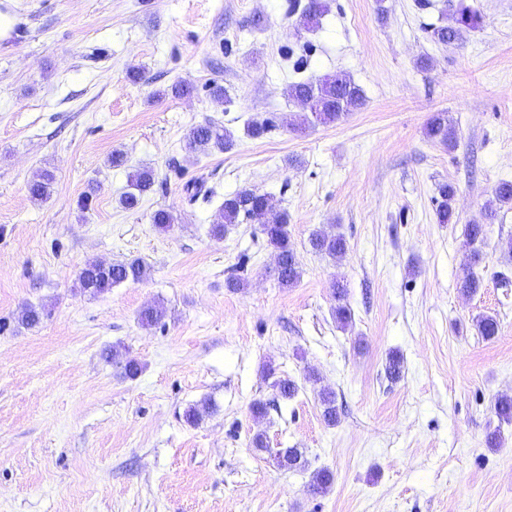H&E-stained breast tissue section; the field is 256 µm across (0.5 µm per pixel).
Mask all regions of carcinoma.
<instances>
[{"label": "carcinoma", "mask_w": 512, "mask_h": 512, "mask_svg": "<svg viewBox=\"0 0 512 512\" xmlns=\"http://www.w3.org/2000/svg\"><path fill=\"white\" fill-rule=\"evenodd\" d=\"M328 10L326 0H307L302 5L300 0H289L288 16L294 15L304 19V29L313 30L319 26L320 19ZM484 23L480 12L469 7L459 9L448 24L433 25L429 28L432 42L451 44L463 39L470 30L480 28ZM288 97L300 104L314 98L319 107L312 116L320 123H330L341 119L346 113L364 104L361 88L350 76L342 73L334 81L320 79H301L288 85ZM426 135L431 140L439 141L450 147L455 146L456 134L448 123L444 113L435 115L429 122ZM186 149L191 153L232 149L235 137L232 132L209 122L205 125L194 126L185 136ZM55 175L49 170H43L28 184V193L35 201L48 199L53 191ZM155 180L148 169H137L129 175L127 190L119 197L118 204L124 210L137 209L144 197L154 190ZM441 201L436 207V219L439 224H450L453 221V201L455 188L449 183L439 186ZM503 207L512 208V181L500 182L494 190V198L484 207V223L465 225L466 242L473 244L483 238L484 225L491 224L497 218ZM252 221L259 224L261 233L277 256L274 275L278 283L289 288L298 283L302 271L297 261L296 252L290 242L288 217L285 212L277 209L273 198L267 194L257 193L252 189L240 190L222 202L218 217L211 226V235L217 239L224 237L225 228L231 224H241ZM311 248L334 259L342 258L347 251V242L341 235L315 232L309 239ZM147 274V267L138 258L103 266L97 262H89L80 270L77 278L81 292L98 295L111 290L114 286L126 282H139ZM336 295V321L343 327L352 320L351 309L345 302L346 289L340 285L334 287ZM166 310L160 304H154L142 309L138 314V322L143 327H152L162 322ZM477 333L486 340L494 338L499 329L498 321L493 316L481 318L477 324ZM323 407L322 416L330 425L338 421V411L335 399L330 391L320 393ZM277 464L284 469H301L306 460L296 448H281L275 453ZM334 483L332 472L323 469L317 472L308 486V491L314 496L326 494Z\"/></svg>", "instance_id": "cac0c4a2"}]
</instances>
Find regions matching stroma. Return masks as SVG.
<instances>
[{"mask_svg":"<svg viewBox=\"0 0 512 512\" xmlns=\"http://www.w3.org/2000/svg\"><path fill=\"white\" fill-rule=\"evenodd\" d=\"M462 4L483 26L432 42L428 26ZM1 11L13 26L0 39V512H512V425L494 413L512 396V286L497 278H512V208L484 227L483 288L458 287L465 225L512 181V0H329L313 32L296 28L288 0H0ZM290 51L308 54L304 74ZM336 71L363 107L303 124L288 84ZM214 80L224 100L209 96ZM183 83L193 92L173 96ZM436 112L455 147L427 137ZM253 118L276 127L249 137ZM210 121L233 149L189 153L187 132ZM115 151L124 165H111ZM142 167L155 190L124 210ZM44 169L56 180L40 202L27 185ZM198 178L210 200H189ZM443 183L456 189L452 224L436 221ZM245 188L288 214L293 287L279 286L257 225L209 233ZM161 208L172 231L151 222ZM316 230L344 236L345 256L313 252ZM135 257L142 281L80 292L86 262ZM234 277L243 289L228 288ZM156 302L165 319L141 327ZM31 306L40 322L19 324ZM486 314L499 323L490 340L474 327ZM278 378L296 381L294 398L277 395ZM205 401L210 413L188 423ZM496 428L501 447H486ZM259 432L267 450L252 445ZM278 448L301 449L308 468H279ZM322 468L334 484L314 497Z\"/></svg>","mask_w":512,"mask_h":512,"instance_id":"stroma-1","label":"stroma"}]
</instances>
